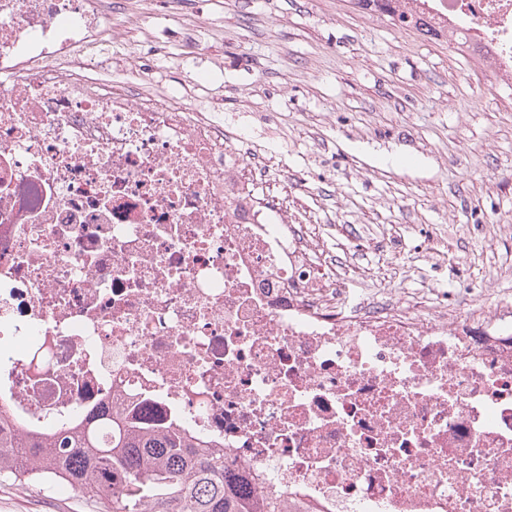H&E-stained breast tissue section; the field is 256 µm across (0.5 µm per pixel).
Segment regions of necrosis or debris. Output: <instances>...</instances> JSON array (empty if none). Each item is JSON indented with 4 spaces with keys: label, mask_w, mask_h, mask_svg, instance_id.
I'll use <instances>...</instances> for the list:
<instances>
[{
    "label": "necrosis or debris",
    "mask_w": 512,
    "mask_h": 512,
    "mask_svg": "<svg viewBox=\"0 0 512 512\" xmlns=\"http://www.w3.org/2000/svg\"><path fill=\"white\" fill-rule=\"evenodd\" d=\"M113 0H0V408L108 405L314 512H512V314L350 301L224 115L95 83ZM512 85V0H415Z\"/></svg>",
    "instance_id": "obj_1"
}]
</instances>
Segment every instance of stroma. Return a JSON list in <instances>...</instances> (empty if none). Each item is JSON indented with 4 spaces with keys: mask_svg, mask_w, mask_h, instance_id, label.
<instances>
[{
    "mask_svg": "<svg viewBox=\"0 0 512 512\" xmlns=\"http://www.w3.org/2000/svg\"><path fill=\"white\" fill-rule=\"evenodd\" d=\"M92 77L188 90L248 135L262 204L348 256L347 297L481 314L512 306V90L446 41L349 0H123ZM199 50L182 51L187 32ZM0 512H95L82 493L0 483Z\"/></svg>",
    "mask_w": 512,
    "mask_h": 512,
    "instance_id": "35a3bbf8",
    "label": "stroma"
}]
</instances>
